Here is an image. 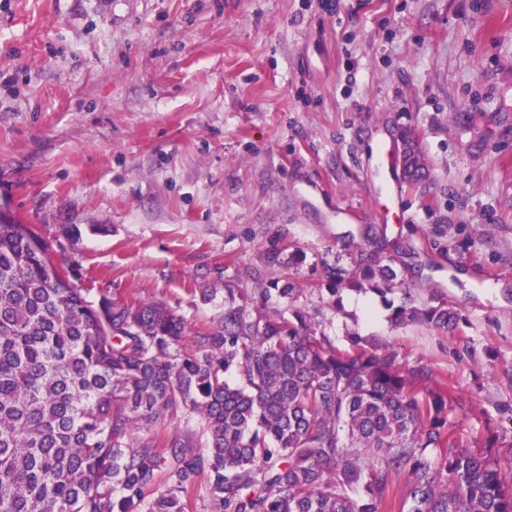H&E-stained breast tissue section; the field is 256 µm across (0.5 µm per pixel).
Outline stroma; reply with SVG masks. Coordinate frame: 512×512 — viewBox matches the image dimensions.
Listing matches in <instances>:
<instances>
[{"mask_svg":"<svg viewBox=\"0 0 512 512\" xmlns=\"http://www.w3.org/2000/svg\"><path fill=\"white\" fill-rule=\"evenodd\" d=\"M407 129L417 185L380 162ZM0 205L192 331L247 272L299 283L317 334L429 368L512 475V0H0ZM369 229L403 288L329 293ZM442 302L457 330L391 320Z\"/></svg>","mask_w":512,"mask_h":512,"instance_id":"obj_1","label":"stroma"}]
</instances>
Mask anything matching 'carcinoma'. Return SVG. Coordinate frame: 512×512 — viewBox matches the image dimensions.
I'll return each mask as SVG.
<instances>
[{"label":"carcinoma","instance_id":"cac0c4a2","mask_svg":"<svg viewBox=\"0 0 512 512\" xmlns=\"http://www.w3.org/2000/svg\"><path fill=\"white\" fill-rule=\"evenodd\" d=\"M378 254L327 265V290L403 287ZM59 269L29 225L0 217V512H186L202 475L215 512H383L401 477L407 512H512L492 443L454 437L459 399L358 339L337 351L295 306L298 284L259 289L284 305L270 313L224 289V316L186 351L171 308L92 300ZM394 320L462 317L425 304ZM180 413L206 451L137 437Z\"/></svg>","mask_w":512,"mask_h":512}]
</instances>
